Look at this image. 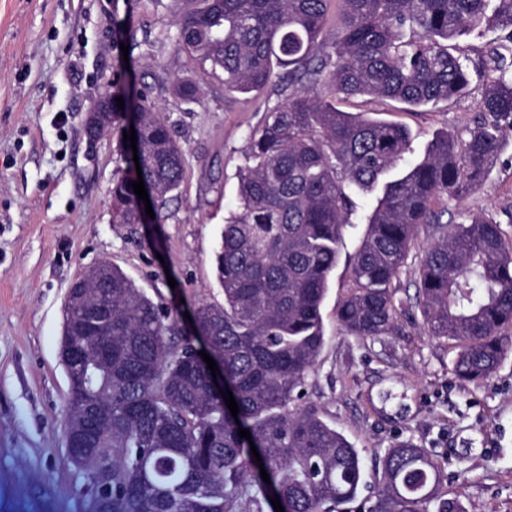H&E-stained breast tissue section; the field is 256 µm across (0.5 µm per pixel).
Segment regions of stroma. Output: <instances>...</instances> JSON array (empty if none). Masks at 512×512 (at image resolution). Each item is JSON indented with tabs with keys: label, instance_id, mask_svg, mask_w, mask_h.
Masks as SVG:
<instances>
[{
	"label": "stroma",
	"instance_id": "1",
	"mask_svg": "<svg viewBox=\"0 0 512 512\" xmlns=\"http://www.w3.org/2000/svg\"><path fill=\"white\" fill-rule=\"evenodd\" d=\"M184 0H0V512H84L79 471L66 462L69 380L59 357L70 283L110 261L174 317L223 302L214 257L236 203L248 134L280 101L275 85L227 96L202 79L176 36ZM199 82L197 100L176 79ZM144 92L186 151L185 174L158 224L112 221V184L128 175L118 139L88 142L84 119L99 92ZM484 80L435 108L376 97L339 101L345 112L406 125L413 156L448 129L466 135ZM448 213L482 217L512 240V143L484 185ZM421 225L393 282L408 303L426 249ZM356 235L345 239L323 315L325 345L307 402L358 448L367 472L402 439L425 448L454 512H512V353L482 384L459 379L447 339L418 311L375 340L345 335L336 306L350 284Z\"/></svg>",
	"mask_w": 512,
	"mask_h": 512
}]
</instances>
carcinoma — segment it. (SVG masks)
<instances>
[{"label":"carcinoma","instance_id":"cac0c4a2","mask_svg":"<svg viewBox=\"0 0 512 512\" xmlns=\"http://www.w3.org/2000/svg\"><path fill=\"white\" fill-rule=\"evenodd\" d=\"M188 3L178 46L199 73L221 80L227 95L275 82L282 100L250 134L215 255L224 303L195 304L197 336L183 335L162 303L106 261L96 267L112 287L88 288L85 298L101 296L112 326L90 328L83 301L67 293V459L82 471L85 512H262L271 496L284 512H339L367 486L363 460L314 405L298 401L324 346L322 310L347 235L363 227L336 308L346 335L397 331L405 309L392 282L419 227L438 224L442 236L415 281L428 334L451 341L454 372L473 384L512 347V243L480 218L445 230L441 206L484 184L512 134V62L496 49L482 62L481 118L467 139L441 131L405 168V126L352 115L333 100L368 95L419 108L462 96L470 69L455 41L494 23L512 43V0ZM123 101L122 110L112 101L109 128L136 131L138 161L128 142L123 157L141 168L156 208L155 218L143 217L131 186L140 177L125 176L112 187L113 220L156 224L183 179L186 150L147 96ZM192 339L222 367L237 416ZM109 343L112 360L102 364ZM440 482L429 453L399 441L382 458L369 512H428Z\"/></svg>","mask_w":512,"mask_h":512}]
</instances>
